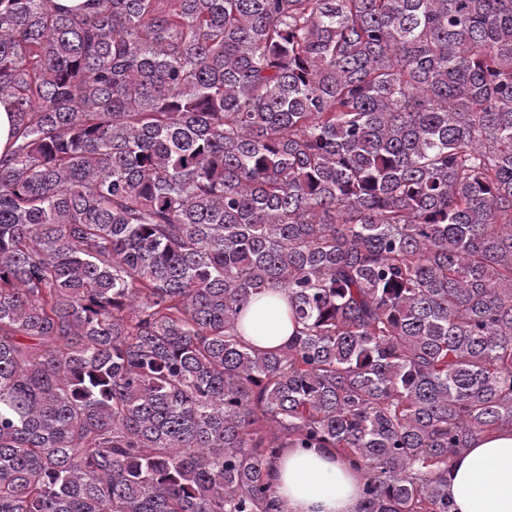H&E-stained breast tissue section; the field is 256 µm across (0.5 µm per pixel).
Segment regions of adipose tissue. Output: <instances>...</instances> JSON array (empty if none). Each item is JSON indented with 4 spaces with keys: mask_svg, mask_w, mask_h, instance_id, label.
<instances>
[{
    "mask_svg": "<svg viewBox=\"0 0 512 512\" xmlns=\"http://www.w3.org/2000/svg\"><path fill=\"white\" fill-rule=\"evenodd\" d=\"M246 337L263 347L286 345L294 328L286 299L266 294L254 299L243 319ZM289 512H353L360 479L335 457L285 449L273 472ZM453 512H512V431L475 440L448 470Z\"/></svg>",
    "mask_w": 512,
    "mask_h": 512,
    "instance_id": "obj_1",
    "label": "adipose tissue"
}]
</instances>
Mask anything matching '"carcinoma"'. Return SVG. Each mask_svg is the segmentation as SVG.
Here are the masks:
<instances>
[{"label":"carcinoma","instance_id":"1","mask_svg":"<svg viewBox=\"0 0 512 512\" xmlns=\"http://www.w3.org/2000/svg\"><path fill=\"white\" fill-rule=\"evenodd\" d=\"M0 100V512H288L285 448L453 512L512 429V0H0ZM241 331L263 347L288 344L294 328L288 317L286 299L280 294H266L254 299L244 316Z\"/></svg>","mask_w":512,"mask_h":512}]
</instances>
